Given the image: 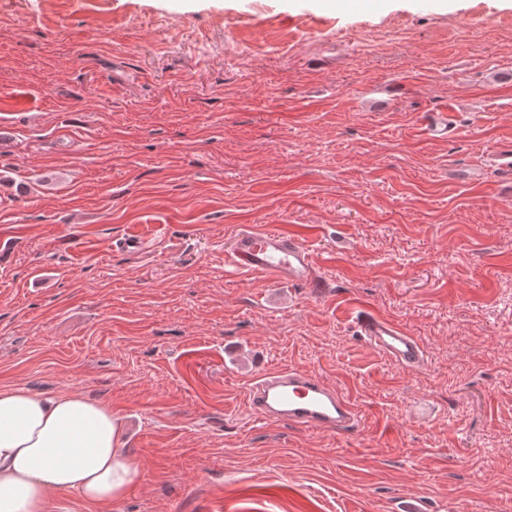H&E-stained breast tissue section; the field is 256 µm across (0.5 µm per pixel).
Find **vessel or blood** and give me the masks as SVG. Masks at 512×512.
Returning <instances> with one entry per match:
<instances>
[{
  "mask_svg": "<svg viewBox=\"0 0 512 512\" xmlns=\"http://www.w3.org/2000/svg\"><path fill=\"white\" fill-rule=\"evenodd\" d=\"M224 260L245 274H256L291 285L316 281L310 249L298 238L271 228H244L233 235ZM359 333L392 362L406 369L424 365L418 341L399 324L367 312L357 316ZM248 407L266 422L294 428L347 434L362 419L351 399L322 377L291 367L266 370L244 389Z\"/></svg>",
  "mask_w": 512,
  "mask_h": 512,
  "instance_id": "b4317fda",
  "label": "vessel or blood"
}]
</instances>
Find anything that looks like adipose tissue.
<instances>
[{
    "instance_id": "ef3b65f1",
    "label": "adipose tissue",
    "mask_w": 512,
    "mask_h": 512,
    "mask_svg": "<svg viewBox=\"0 0 512 512\" xmlns=\"http://www.w3.org/2000/svg\"><path fill=\"white\" fill-rule=\"evenodd\" d=\"M139 478L107 404L0 389V512H52L71 493L117 503Z\"/></svg>"
}]
</instances>
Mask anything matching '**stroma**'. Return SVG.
<instances>
[{"label":"stroma","instance_id":"35a3bbf8","mask_svg":"<svg viewBox=\"0 0 512 512\" xmlns=\"http://www.w3.org/2000/svg\"><path fill=\"white\" fill-rule=\"evenodd\" d=\"M508 154L512 0H0V388L111 406L109 512H512ZM246 226L318 285L226 266ZM288 366L361 432L249 412ZM356 319L359 334L392 362L406 369L424 365L422 347L399 324L366 311H360Z\"/></svg>","mask_w":512,"mask_h":512}]
</instances>
